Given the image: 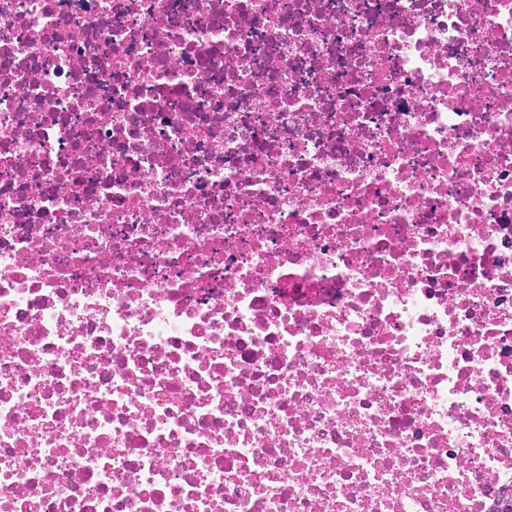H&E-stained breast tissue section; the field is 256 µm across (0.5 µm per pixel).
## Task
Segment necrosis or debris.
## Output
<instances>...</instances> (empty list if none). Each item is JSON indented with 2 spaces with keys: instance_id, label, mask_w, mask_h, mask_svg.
<instances>
[{
  "instance_id": "4bbe7bcc",
  "label": "necrosis or debris",
  "mask_w": 512,
  "mask_h": 512,
  "mask_svg": "<svg viewBox=\"0 0 512 512\" xmlns=\"http://www.w3.org/2000/svg\"><path fill=\"white\" fill-rule=\"evenodd\" d=\"M512 0H0V512H496Z\"/></svg>"
}]
</instances>
